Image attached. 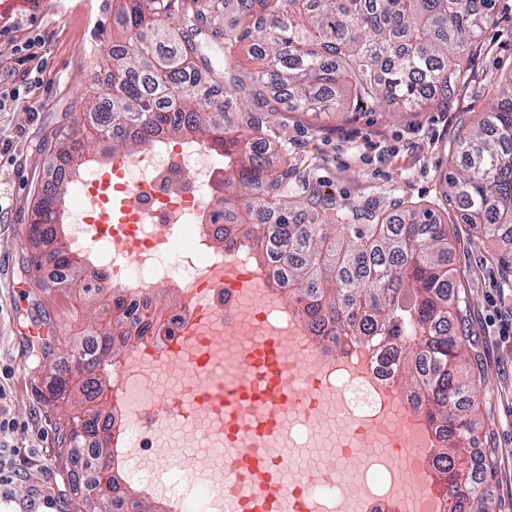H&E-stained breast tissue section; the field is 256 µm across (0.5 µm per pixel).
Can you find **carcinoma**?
Listing matches in <instances>:
<instances>
[{
    "mask_svg": "<svg viewBox=\"0 0 512 512\" xmlns=\"http://www.w3.org/2000/svg\"><path fill=\"white\" fill-rule=\"evenodd\" d=\"M494 7L495 0H112L120 29L112 35V93L93 98L83 120L45 143L79 174L93 142L133 153L160 133L207 135L224 157V197L210 212L211 223L224 225L220 248L252 242L253 260L319 339L337 351L373 347L410 380L406 398L436 437L433 474L445 512H487L483 477L465 466L481 424L464 369L467 302L450 278L448 225L397 199L380 209L338 206L288 158L268 117L287 99L304 111L379 100L400 112L419 103L424 86L448 102ZM175 16L183 24L176 32L166 27ZM242 53L253 62L244 78ZM488 93L486 115L453 148L460 168L445 201L476 234L512 252V81H493ZM227 112L235 113L230 133ZM68 189L63 182L34 188L27 241L35 267L50 238L53 263L74 275L86 258L64 235L58 206ZM158 305L152 297L138 315L113 300L118 316L100 332L99 356L71 348L81 385L54 370L45 379L42 398L59 410V462L67 467L84 452L94 469L111 474L110 492L82 494V512H156L152 500L121 485L111 422L101 420L96 400L111 381L109 355L138 336L136 325L161 331Z\"/></svg>",
    "mask_w": 512,
    "mask_h": 512,
    "instance_id": "obj_1",
    "label": "carcinoma"
}]
</instances>
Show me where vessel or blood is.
I'll return each mask as SVG.
<instances>
[{"mask_svg": "<svg viewBox=\"0 0 512 512\" xmlns=\"http://www.w3.org/2000/svg\"><path fill=\"white\" fill-rule=\"evenodd\" d=\"M121 172L118 162L103 168L86 195L96 236L131 259L143 248L131 229L138 196L114 197L112 177ZM206 283L223 288L233 307L230 318L206 304L186 315L161 353L176 386L144 405L184 429L206 423L224 471L202 496L199 512H215L219 501L226 512H375L365 483L346 488L338 476L360 452L376 449L393 482L388 512H410L408 487L434 499L430 477L407 464L417 450L415 435L427 438L431 432L392 383L378 384L375 415L344 418L346 431L330 463L293 469L287 444L298 429L307 431L302 448H315L317 428L341 410L342 396L328 381L332 370L367 380L370 363L360 354L324 357L301 322L282 328L275 315L287 312L288 304L269 298L265 270L228 261L208 272Z\"/></svg>", "mask_w": 512, "mask_h": 512, "instance_id": "vessel-or-blood-1", "label": "vessel or blood"}]
</instances>
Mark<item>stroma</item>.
<instances>
[{
  "label": "stroma",
  "mask_w": 512,
  "mask_h": 512,
  "mask_svg": "<svg viewBox=\"0 0 512 512\" xmlns=\"http://www.w3.org/2000/svg\"><path fill=\"white\" fill-rule=\"evenodd\" d=\"M40 34L46 74L28 108L0 112V471L12 475L0 512H26L30 500L51 499V512H79L67 471L56 462L55 413L40 398L45 370L69 369L70 348L83 326L100 327L102 311L69 288H41L22 237L31 222L34 184L52 180L55 163L41 150L59 125L80 117L90 87L112 47V0H16L0 14V57H9L22 30ZM481 51L448 105L404 112L364 102L350 109H284L273 124L290 156L305 161L325 195L349 206L400 198L437 208L448 192L451 149L488 102V82L512 77V0H497L482 29ZM450 264L470 302L466 330L478 385L474 411L482 422L478 447L493 461L481 486L495 512H512V254L476 236L460 215L446 218ZM46 329L51 355L34 368L40 348L26 330Z\"/></svg>",
  "instance_id": "1"
}]
</instances>
